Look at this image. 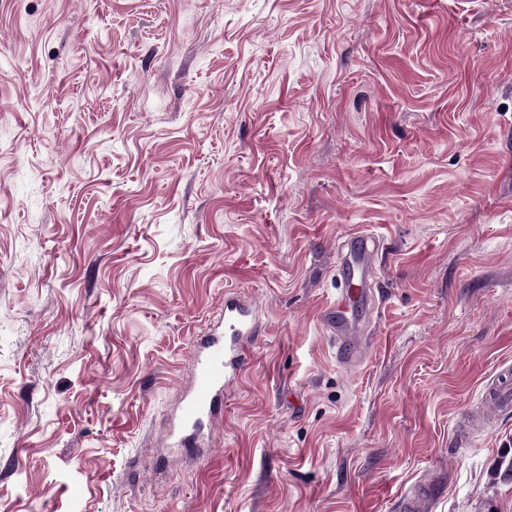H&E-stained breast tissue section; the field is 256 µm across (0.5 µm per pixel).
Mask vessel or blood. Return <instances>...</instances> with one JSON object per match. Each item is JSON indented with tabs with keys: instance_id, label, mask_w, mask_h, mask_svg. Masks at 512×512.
Segmentation results:
<instances>
[{
	"instance_id": "vessel-or-blood-1",
	"label": "vessel or blood",
	"mask_w": 512,
	"mask_h": 512,
	"mask_svg": "<svg viewBox=\"0 0 512 512\" xmlns=\"http://www.w3.org/2000/svg\"><path fill=\"white\" fill-rule=\"evenodd\" d=\"M379 236L363 231L348 234L336 266V303L327 310L328 329L336 342V359L343 366L362 364L368 334L379 307L373 283L377 277ZM260 334L253 303L225 294L219 321L192 344V375L168 423V445L197 448L203 432L224 408V396L242 376L249 352ZM512 411V374L498 375L486 389L482 405L467 410L458 430L467 434L489 428L490 412ZM433 498L429 484L418 483L398 500V512H428Z\"/></svg>"
}]
</instances>
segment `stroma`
<instances>
[{"label": "stroma", "instance_id": "obj_1", "mask_svg": "<svg viewBox=\"0 0 512 512\" xmlns=\"http://www.w3.org/2000/svg\"><path fill=\"white\" fill-rule=\"evenodd\" d=\"M228 291L263 333L162 455ZM509 366L512 0H0V512H512V414L457 432ZM380 243L379 236L373 233L352 232L345 237L338 253L336 306L332 304L326 315L336 342V360L342 366L360 365L367 356L368 334L379 307L373 282L378 274ZM432 498L431 486L427 483H417L399 498L398 512H426Z\"/></svg>", "mask_w": 512, "mask_h": 512}]
</instances>
